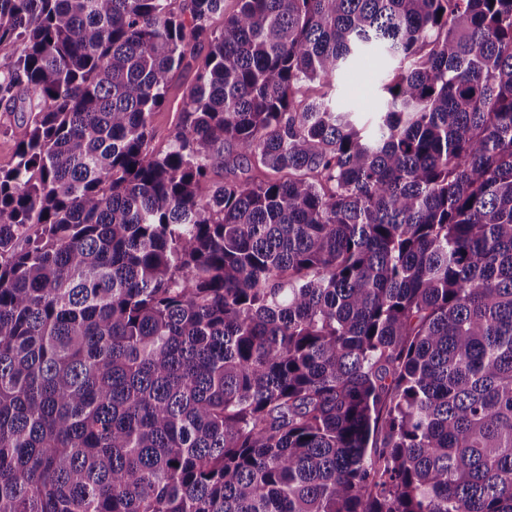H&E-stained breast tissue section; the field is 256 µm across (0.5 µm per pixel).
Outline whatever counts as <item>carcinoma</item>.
<instances>
[{"label": "carcinoma", "instance_id": "cac0c4a2", "mask_svg": "<svg viewBox=\"0 0 512 512\" xmlns=\"http://www.w3.org/2000/svg\"><path fill=\"white\" fill-rule=\"evenodd\" d=\"M173 2L0 0V512H512V0ZM379 78L380 73L374 67H355L336 81L335 87L329 89V97L333 99L337 110L348 109L351 100L357 96H375L380 103ZM192 77V71L186 70L177 73L171 82L165 105L155 112L153 116L152 145L156 149L165 148L167 146L169 134L178 121L183 93L190 84ZM31 106L29 101L21 100L12 110L0 106V168L9 169L16 162V145L14 139L3 133L4 129L20 123L28 115Z\"/></svg>", "mask_w": 512, "mask_h": 512}]
</instances>
